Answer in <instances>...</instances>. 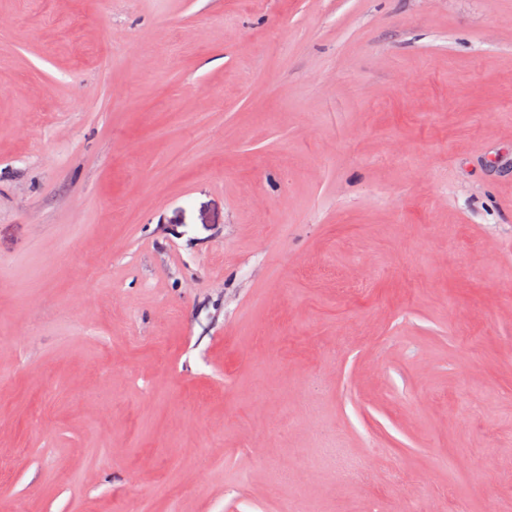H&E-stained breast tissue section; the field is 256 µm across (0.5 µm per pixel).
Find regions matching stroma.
I'll return each mask as SVG.
<instances>
[{"label": "stroma", "mask_w": 512, "mask_h": 512, "mask_svg": "<svg viewBox=\"0 0 512 512\" xmlns=\"http://www.w3.org/2000/svg\"><path fill=\"white\" fill-rule=\"evenodd\" d=\"M1 451L0 512H512V0H0Z\"/></svg>", "instance_id": "1"}]
</instances>
